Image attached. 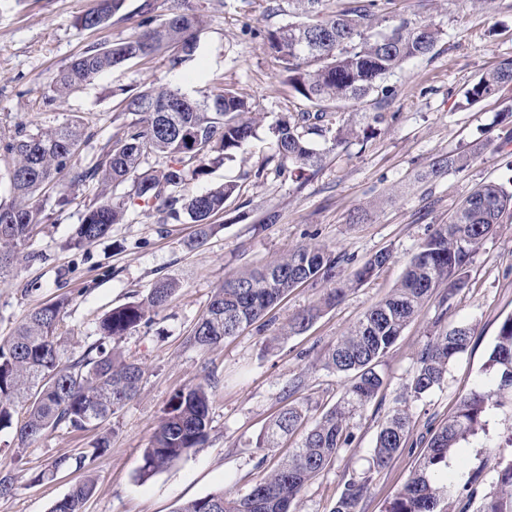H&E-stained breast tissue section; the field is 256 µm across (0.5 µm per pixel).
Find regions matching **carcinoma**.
I'll return each mask as SVG.
<instances>
[{"mask_svg": "<svg viewBox=\"0 0 512 512\" xmlns=\"http://www.w3.org/2000/svg\"><path fill=\"white\" fill-rule=\"evenodd\" d=\"M328 2L288 0L296 20L265 35V45L278 60L285 81L308 106L267 127L278 165L291 162L299 178L317 171L322 162L311 136L321 138L327 151L345 144L353 130L339 119V113L351 104L367 102L377 91L389 97L391 89L381 83L405 63L432 53L443 36L436 24L403 14L388 17L385 29L378 30V13L390 0H346L342 8L332 11ZM124 5L125 0H100L96 10L80 18V25L85 29L102 26ZM138 27L132 37L90 48L60 69L52 81L53 99L67 98L109 69L161 54L177 64L193 57L198 48L200 19L189 8L172 13L160 25L146 18ZM507 86H512L511 58L482 75L464 91V98L472 105ZM121 105L131 120L119 124L84 165L73 163L81 143L91 137L89 122L82 115L53 130L29 133L19 125L0 133V156L11 160V198L0 201V276L9 271L42 225V209L30 200L47 187L60 188L67 202L80 187L101 186L98 199L88 205L70 237L69 246L75 249L99 241L112 225L124 223L132 205L177 221L189 219L198 226L197 244L212 235L210 220L224 211L237 185L226 181L196 195L184 194V186L189 179L206 174L210 165L234 160L258 137L255 106L227 88L195 99L155 86L126 96ZM150 155L163 159L162 164H146ZM471 162L468 152L442 156L432 161L430 174L462 172ZM126 182L132 185L131 193L116 195L114 189ZM506 213H512V187L488 182L472 190L448 223L438 225L422 242L399 286L369 308L326 352L325 365L350 376L334 408L309 427L303 411L291 406L268 428L264 436L268 448L276 447L280 437L304 430L293 455L245 495L220 491L189 501L177 512H294L305 485L348 443V420L363 411L383 385L378 370L381 358L438 288L445 289L438 300L440 317L448 314L477 247ZM390 259L389 251H379L343 277L341 264L353 259L321 245L299 246L261 270L226 279L214 292L191 341L208 350L255 323L289 291L321 283L324 291L319 301L288 324V333H299ZM177 288L176 281L161 278L142 299L104 313L97 323L98 339L77 357L66 355L60 343L68 296L32 308L13 334L0 338V431L15 428L18 444L24 445L49 429L96 430L106 425L137 395L142 377L140 365L118 353L113 343L151 322ZM470 341V329L464 326L433 336L417 355L410 395L418 399L440 386L449 363L468 349ZM488 369L495 374L496 384L478 385L460 399L448 420L431 434L387 512H467L464 506L447 503L448 455L461 442L486 432L489 415L504 405L503 399L512 401V315L499 326ZM210 405L211 393L203 383L172 395L144 449L140 478L150 477L206 441ZM409 433L407 411L392 410L377 433L372 467L387 466L405 447ZM109 447L110 438L103 433L91 443L92 452L59 457L33 481L41 482L63 468L87 470ZM368 484L367 478L350 480L333 512H358ZM94 490L95 479L89 475L51 512H83ZM483 512H512V458H502L496 492Z\"/></svg>", "mask_w": 512, "mask_h": 512, "instance_id": "1", "label": "carcinoma"}]
</instances>
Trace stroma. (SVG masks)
Returning <instances> with one entry per match:
<instances>
[{"label": "stroma", "instance_id": "stroma-1", "mask_svg": "<svg viewBox=\"0 0 512 512\" xmlns=\"http://www.w3.org/2000/svg\"><path fill=\"white\" fill-rule=\"evenodd\" d=\"M98 0H0V128L23 125L30 132L58 127L71 115L88 116L95 135L76 158L87 163L111 137L120 120L123 92L163 85L200 98L229 86L261 111L265 123L297 111L301 101L279 79V66L263 36L287 24V0H186L203 21L198 49L189 60L172 64L158 57L97 75L62 102L50 101L54 75L88 48L130 37L142 12L153 23L169 18L177 0H126L124 10L103 26L84 29L78 20ZM389 11L415 13L444 31L431 56L413 61L389 80L385 122L373 121L371 105L348 108L355 134L327 154L319 171L305 182L278 171L274 145L260 135L234 161L210 166L190 179L185 191L204 192L231 180L237 185L217 232L197 246L189 220H162L159 214L130 208L126 223L82 250L66 247L74 224L97 191L83 188L66 207L52 190L36 193L33 203L48 219L30 242L41 253L36 262L18 260L0 277V337L11 335L26 314L69 293L60 330L67 355L81 354L97 339L98 318L112 307L147 294L160 278L179 289L153 320L116 342L122 355L142 368L139 395L107 424L111 445L90 469L97 479L84 512H177L185 502L227 491L245 494L287 459L300 441L292 436L277 448L260 440L269 422L285 407L321 417L340 398L345 375L324 364V354L372 305L399 284L406 264L437 225L447 223L462 199L478 184L512 183V100L465 104L463 93L489 69L512 57V0H393ZM480 148L466 171L430 178L432 158ZM263 179H256L258 167ZM364 209L363 223L348 221ZM275 222H268V215ZM323 245L363 262L388 250L392 258L373 277L349 291L302 334L289 336V320L315 304L323 289L291 290L264 317L211 350L190 336L210 298L234 274L254 270L302 245ZM512 314V217L476 250L466 284L447 316L430 299L384 356V384L375 399L349 421L350 438L335 459L301 492L298 512H332L346 483L371 473L359 512H385L409 479L424 450L422 440L438 428L461 396L477 384L493 383L487 369L499 326ZM468 327V349L452 361L439 388L422 398L407 394L420 349L437 328ZM211 387L209 434L205 443L172 465L142 480L138 470L174 392L195 383ZM396 406L411 417L409 441L384 469L370 464L380 423ZM95 431L59 428L17 447L14 432L0 431V470L12 475L15 491L0 497V512H50L82 474L66 471L34 482L54 459L89 449ZM512 436V408L495 410L487 433L457 448L449 470L451 492L468 489L469 512H481L496 490L497 456L489 445Z\"/></svg>", "mask_w": 512, "mask_h": 512}]
</instances>
